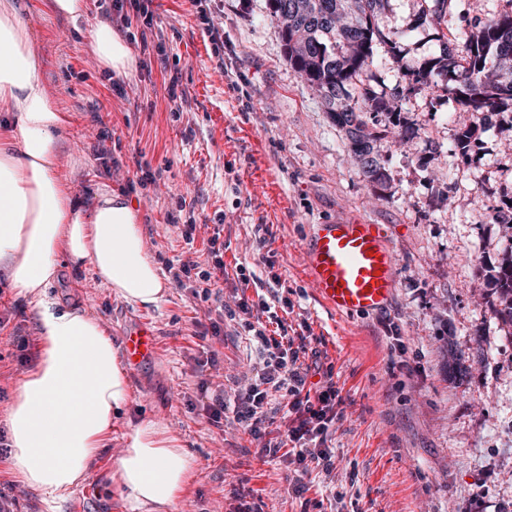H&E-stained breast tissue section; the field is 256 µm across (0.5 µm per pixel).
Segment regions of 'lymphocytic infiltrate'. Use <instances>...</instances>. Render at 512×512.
I'll return each instance as SVG.
<instances>
[{
    "instance_id": "obj_1",
    "label": "lymphocytic infiltrate",
    "mask_w": 512,
    "mask_h": 512,
    "mask_svg": "<svg viewBox=\"0 0 512 512\" xmlns=\"http://www.w3.org/2000/svg\"><path fill=\"white\" fill-rule=\"evenodd\" d=\"M210 267H201L194 261L180 263L173 278L177 284H195L201 300H209L213 285L223 279L224 245L218 237L209 240ZM222 316L234 322L250 336L261 354V361L253 370L246 387L238 390L233 402L216 396L208 411L213 422H221L226 413H233L235 421L261 444V452L277 459L286 452L296 466L299 477L312 473L330 472L336 453L327 447L329 430L341 418L342 399L332 372H325L324 381L314 393H307L308 370L301 361L308 351L305 332L290 331L266 300L251 302L243 296L234 297L222 306ZM287 398V434L285 440H271L265 408L273 394Z\"/></svg>"
}]
</instances>
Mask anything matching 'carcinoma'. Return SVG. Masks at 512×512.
Listing matches in <instances>:
<instances>
[{
  "label": "carcinoma",
  "mask_w": 512,
  "mask_h": 512,
  "mask_svg": "<svg viewBox=\"0 0 512 512\" xmlns=\"http://www.w3.org/2000/svg\"><path fill=\"white\" fill-rule=\"evenodd\" d=\"M388 0H269L270 17L280 29L288 65L315 89L332 122L344 131L359 176L384 187L386 174L374 153L381 139L366 115H397L395 99L363 83L374 62V46L386 36L380 28ZM404 74L429 84L433 73H445L459 84V101L472 112H495L512 101V0L508 8L486 19L472 35L465 54L444 45L439 56L409 67L396 59ZM479 136L478 126L457 132L455 147L465 154ZM499 291L496 318L512 323V252L501 258L493 276Z\"/></svg>",
  "instance_id": "cac0c4a2"
}]
</instances>
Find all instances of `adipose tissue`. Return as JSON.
Returning a JSON list of instances; mask_svg holds the SVG:
<instances>
[{"mask_svg": "<svg viewBox=\"0 0 512 512\" xmlns=\"http://www.w3.org/2000/svg\"><path fill=\"white\" fill-rule=\"evenodd\" d=\"M99 65L117 76L138 60L106 23L88 33ZM0 279L29 299L42 344L38 362L0 417L17 480L65 499L112 434L130 385L112 338L98 319L57 310L44 299L60 261L89 266L114 295L156 308L169 284L147 249L140 218L126 197L105 192L92 212L76 202L59 173L58 133L66 119L37 73L35 41L14 0H0ZM192 460L154 423L135 427L112 480L132 512H177Z\"/></svg>", "mask_w": 512, "mask_h": 512, "instance_id": "1", "label": "adipose tissue"}]
</instances>
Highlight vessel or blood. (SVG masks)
<instances>
[{"mask_svg":"<svg viewBox=\"0 0 512 512\" xmlns=\"http://www.w3.org/2000/svg\"><path fill=\"white\" fill-rule=\"evenodd\" d=\"M309 284L337 315L354 317L384 309L394 288L395 258L381 225L328 221L314 225L304 249ZM158 336L141 322L124 337L130 370L154 359Z\"/></svg>","mask_w":512,"mask_h":512,"instance_id":"1","label":"vessel or blood"}]
</instances>
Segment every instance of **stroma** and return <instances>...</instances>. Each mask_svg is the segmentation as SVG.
<instances>
[{"label":"stroma","instance_id":"35a3bbf8","mask_svg":"<svg viewBox=\"0 0 512 512\" xmlns=\"http://www.w3.org/2000/svg\"><path fill=\"white\" fill-rule=\"evenodd\" d=\"M16 2L39 44L38 75L67 117L60 173L76 199L88 207L103 190H123L137 161L148 162L162 169V180L128 198L161 271L188 259L208 265V240L217 235L230 273L219 297L204 302L175 284L165 303L145 309L119 300L89 268L62 264L47 301L98 318L118 347L130 328L151 322L159 350L128 372L130 402L65 500L48 505L14 479L0 454V492L15 499L17 512H83L89 490L94 512H131L109 477L126 435L142 421L175 437L193 461L178 512H228L236 492L256 512H303L309 500L323 512H512V327L492 312V276L512 251V229L487 209L512 203V148L496 117L476 151L461 158L455 135L474 116L458 102L455 82L442 74L425 86L398 72L394 54L417 65L440 53L435 30L416 21L422 0H389L381 17L386 39L364 76L375 92L405 90L400 117L417 132L404 146L388 136L377 142L387 176L381 189L359 177L344 132L289 67L269 0H207L208 14L224 25L220 59L193 0H152L168 57L130 41L146 64L120 79L88 48V31L102 19L97 5L73 20L50 0ZM503 6L448 0L449 40L463 46ZM174 78L189 96L178 114L168 97ZM116 82L124 94L113 90ZM102 133L123 166L113 178L94 156ZM179 198L197 222L190 244L183 225L169 220ZM348 218L381 225L395 255L393 300L377 314L336 315L306 280L310 225ZM239 264L263 282L245 297H288L286 323L309 324L308 385L318 387L332 368L343 400L328 442L336 468L302 495L287 461L267 460L241 428L215 425L207 410L217 395L233 397L258 363L235 323L225 322L218 336L211 330L236 293ZM40 343L33 304L0 280V414Z\"/></svg>","mask_w":512,"mask_h":512}]
</instances>
